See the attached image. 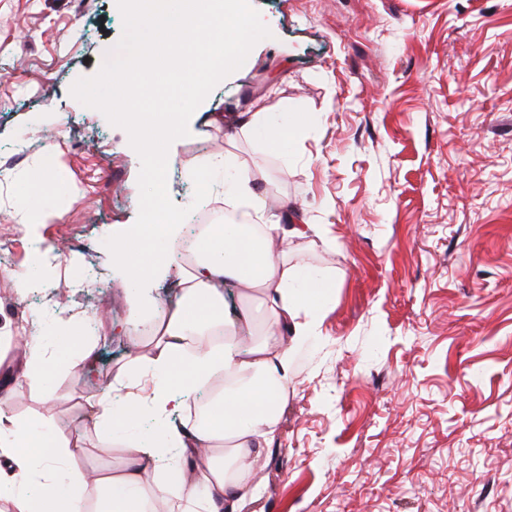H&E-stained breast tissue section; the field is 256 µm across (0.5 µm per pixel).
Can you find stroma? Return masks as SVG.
<instances>
[{
    "mask_svg": "<svg viewBox=\"0 0 512 512\" xmlns=\"http://www.w3.org/2000/svg\"><path fill=\"white\" fill-rule=\"evenodd\" d=\"M241 2L277 36L210 90L164 208L188 235L221 221L208 161L229 151L271 185L273 215L315 224L281 250L333 285L239 512H512V0ZM118 3L0 0V333L35 313L109 325L93 365H55L7 406L81 431L97 461L120 451L79 405L130 351L153 354L149 334L124 330L131 285L112 254L142 221L143 169L128 125L88 101L117 95L96 73L103 44L135 35ZM260 96L293 120L287 154L240 132ZM50 143L61 192L21 197ZM43 206L54 219L17 234L19 211ZM21 270L41 285L20 298Z\"/></svg>",
    "mask_w": 512,
    "mask_h": 512,
    "instance_id": "35a3bbf8",
    "label": "stroma"
}]
</instances>
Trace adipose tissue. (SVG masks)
<instances>
[{"instance_id": "obj_1", "label": "adipose tissue", "mask_w": 512, "mask_h": 512, "mask_svg": "<svg viewBox=\"0 0 512 512\" xmlns=\"http://www.w3.org/2000/svg\"><path fill=\"white\" fill-rule=\"evenodd\" d=\"M126 4L136 35L122 55H114L111 46L101 47L99 87H111L129 64L149 50L165 48L172 38L190 45L200 35L206 43H224V26L214 21L210 0H194L189 7L183 0ZM145 93V86L130 80L113 103L114 111L132 117L149 184L141 200L145 224L139 232L125 233L112 249L133 284L130 332L141 326L145 293L156 282L177 276L182 295L156 323L154 354L144 372L133 380H113L111 400L87 401L82 414L109 437L128 424H141L148 415L163 418V438L177 449L183 464L174 478L157 477L148 484L145 474L157 475L163 461L150 440H125L119 458L95 465L82 434L25 439L14 418L0 411V455L15 464L11 478L0 480V501L10 512H225L249 493L255 449L276 432L293 346L319 331L318 309L331 280L322 274L307 287H298L306 266L289 263L286 255L272 250L281 227L267 223L265 199L253 189V173L245 164L236 167L230 224L215 226L198 241L188 267L176 268L174 257L160 255L158 241L180 238L183 226L163 214V176L173 157L157 140L178 138L186 115L201 97L188 85L151 102ZM241 129L273 150L286 133L262 97L253 101ZM228 281L248 291L238 324L224 315ZM50 358L41 342L28 338L22 361L7 366L5 376L40 384ZM217 374L224 383L210 395L203 415L187 425L169 423V415L189 410L200 389ZM62 481L69 487L64 496L55 492Z\"/></svg>"}]
</instances>
